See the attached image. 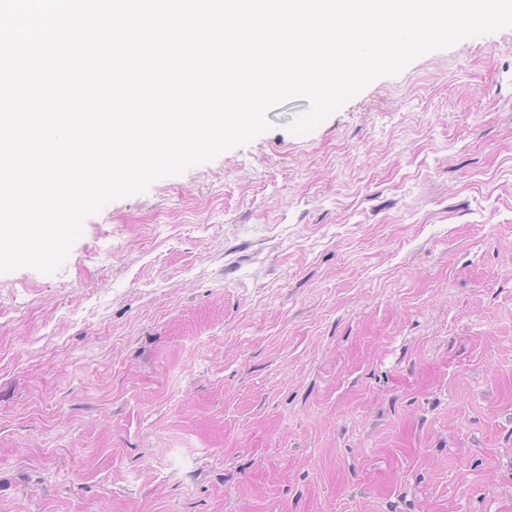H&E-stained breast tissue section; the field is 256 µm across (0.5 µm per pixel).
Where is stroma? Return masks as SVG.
<instances>
[{
	"label": "stroma",
	"mask_w": 512,
	"mask_h": 512,
	"mask_svg": "<svg viewBox=\"0 0 512 512\" xmlns=\"http://www.w3.org/2000/svg\"><path fill=\"white\" fill-rule=\"evenodd\" d=\"M0 273V512H512V28Z\"/></svg>",
	"instance_id": "35a3bbf8"
}]
</instances>
